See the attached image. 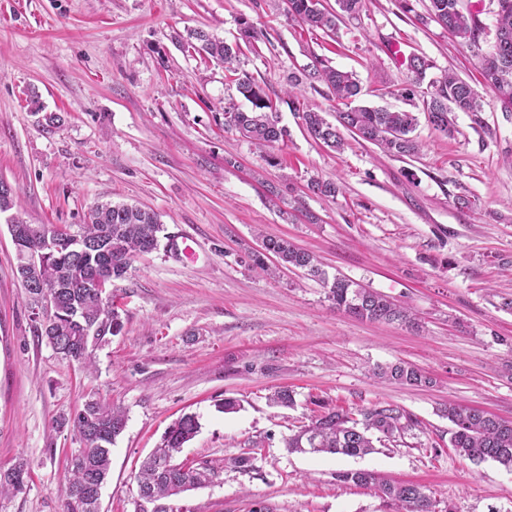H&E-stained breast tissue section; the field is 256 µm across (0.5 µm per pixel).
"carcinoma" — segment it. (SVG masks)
Listing matches in <instances>:
<instances>
[{"mask_svg": "<svg viewBox=\"0 0 512 512\" xmlns=\"http://www.w3.org/2000/svg\"><path fill=\"white\" fill-rule=\"evenodd\" d=\"M496 39L493 48L481 54V74L485 85L502 102L504 109L512 108V0H497ZM337 8L327 9L320 0H288L289 14L312 30L333 33L342 18H355L363 8V0H336ZM480 11L465 9L461 0H429L428 15L417 16L423 24L434 21L455 38L471 48L480 49L485 27ZM243 44L230 45L214 34L195 29L187 37L175 36L176 43L205 59L224 64L235 77L239 92L252 103L245 112L232 105L224 108V127L235 129L261 146L277 143L288 136L279 125L276 105L263 88L248 74H238L235 62L241 46L257 49L263 36L253 24L241 22ZM413 84H421L431 65L422 57L412 55L404 61ZM327 86L337 103L345 109L336 112V122L328 121L323 112L302 108L301 120L310 135L326 147L340 151L344 146L342 130L356 133L362 139L380 146L396 156H412L420 150L413 133L418 116L407 109H384L355 104L362 88L356 76L348 71L322 67L313 72ZM424 112L433 128L447 136L455 132V114L466 112L475 123H481V97L474 87L448 70L434 77ZM307 188L315 195L336 196V183L311 178ZM10 213L9 230L27 225L23 214L16 209L13 188H0V214ZM83 247L73 249L74 238ZM165 228L159 215L125 203H98L89 220L78 230H64L58 249L32 264L29 256L18 251L17 273L20 277L43 282L50 286L52 313L47 324L33 327L34 335L46 341L62 358L84 368L94 365L96 345L121 330V322L112 297H104L91 287L102 276L110 281L123 278L134 257L151 253L160 247ZM264 250L252 253L253 266L268 270L265 258H278L281 265L294 267L328 285V298L336 309L362 320L397 323L420 330L419 319L412 312L376 291L362 288L349 279H328L316 256L297 247L281 236H265ZM98 326L97 335L86 330ZM372 375L380 380L422 387L433 384V378L420 368L397 362L378 365ZM452 424L450 443L462 456L475 463L494 461L512 469V423L478 408L448 405L445 408ZM57 427L70 428L79 443L67 462V479L63 490V512H100V492L111 470V446L127 426L122 407L112 401L91 397L76 410V415H62ZM418 425V420L405 409L392 404L376 403L352 409L327 407L311 420L310 425L285 440L288 452L326 453L345 456H364L375 450L374 441L393 440L397 435ZM197 415L185 413L165 431L160 444L143 462L135 476L138 491L149 498L151 512H190L175 509L167 500L187 491L206 487L219 477L218 467L208 460L181 457L186 443L199 432ZM257 457L245 451L224 463L240 470L255 468ZM28 470L23 461L12 468L0 470V495L20 493L25 489ZM336 482L353 484L370 490L395 505L396 512H436L435 503L423 486L413 483L390 482L372 471L345 470L336 472Z\"/></svg>", "mask_w": 512, "mask_h": 512, "instance_id": "obj_1", "label": "carcinoma"}]
</instances>
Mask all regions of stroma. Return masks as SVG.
Instances as JSON below:
<instances>
[{"label":"stroma","mask_w":512,"mask_h":512,"mask_svg":"<svg viewBox=\"0 0 512 512\" xmlns=\"http://www.w3.org/2000/svg\"><path fill=\"white\" fill-rule=\"evenodd\" d=\"M365 0L337 34L291 19L286 0H0V180L29 223L74 228L102 201L159 213L168 234L195 242L138 256L112 284L121 331L83 371L38 341L16 248L0 216V469L26 460L27 490L0 512H62L65 459L77 446L60 415L90 393L127 412L111 452L102 512H138L134 476L168 426L196 414L185 456L221 465L214 484L185 494L191 512H393L339 470L365 469L425 487L438 512H512V471L474 463L449 443L448 404L512 422V112L484 85L480 58L435 22L428 0ZM262 31L239 57L277 106L285 141L260 146L224 127V107L251 104L222 64L181 49L174 33L207 30L239 42L240 23ZM424 57L428 76L452 70L480 93L479 120L457 113L446 136L422 117L421 88L393 46ZM355 74L361 104L420 113L417 155L397 157L352 133L336 152L301 124L296 105L334 119L318 65ZM301 76L297 102L289 74ZM57 114L58 123L40 124ZM336 183L321 198L310 177ZM275 185L279 203L268 199ZM475 197L476 209L458 198ZM288 237L329 275L409 307L416 333L336 310L303 271L252 268L260 234ZM409 362L433 386L375 378L378 364ZM295 392L270 406L274 388ZM239 401L224 412L225 399ZM392 403L418 427L364 457L291 454L284 441L320 405ZM261 442L254 469L227 458Z\"/></svg>","instance_id":"35a3bbf8"}]
</instances>
